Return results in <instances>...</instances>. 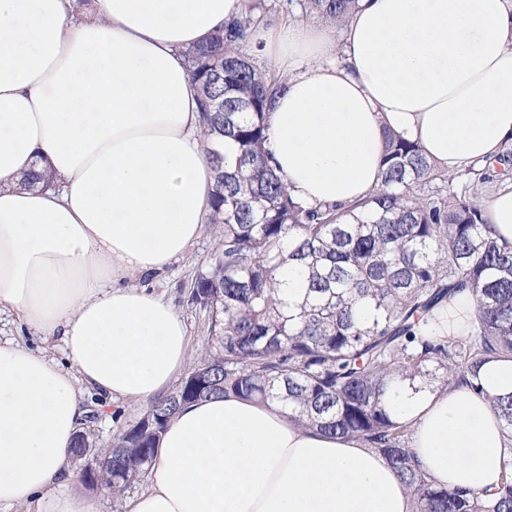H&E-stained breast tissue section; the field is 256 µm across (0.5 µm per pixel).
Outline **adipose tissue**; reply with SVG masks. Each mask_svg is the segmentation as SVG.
I'll use <instances>...</instances> for the list:
<instances>
[{
    "mask_svg": "<svg viewBox=\"0 0 512 512\" xmlns=\"http://www.w3.org/2000/svg\"><path fill=\"white\" fill-rule=\"evenodd\" d=\"M244 11L245 0H0V312L59 338L71 363L0 340V512H102L70 485L83 388L147 402L183 369V319L126 280L164 270L207 222L214 144L184 52ZM255 37L284 78L267 145L301 202L349 203L377 185L387 127L451 175L512 138V0H359L340 34L282 23ZM34 167L50 186H23ZM476 380L390 400L436 487L494 490L512 458L489 402L512 395V358ZM126 512L414 503L379 451L228 395L179 411Z\"/></svg>",
    "mask_w": 512,
    "mask_h": 512,
    "instance_id": "ef3b65f1",
    "label": "adipose tissue"
}]
</instances>
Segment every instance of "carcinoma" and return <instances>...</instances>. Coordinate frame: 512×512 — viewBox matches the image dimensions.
I'll use <instances>...</instances> for the list:
<instances>
[{
  "label": "carcinoma",
  "instance_id": "cac0c4a2",
  "mask_svg": "<svg viewBox=\"0 0 512 512\" xmlns=\"http://www.w3.org/2000/svg\"><path fill=\"white\" fill-rule=\"evenodd\" d=\"M306 2L335 22L355 7V0ZM263 7L248 0L244 19L185 52L203 94L205 134L218 145L211 223L224 230L213 266L192 289L221 338L192 372L215 378L198 389L187 376L152 400L113 439L112 468L97 481L123 493L148 474L157 439L181 406L234 394L377 449L413 492L417 512H512V459L492 495L437 489L410 451L412 424L389 409L401 386L448 387L491 357L512 358V241L485 220L476 186L447 191L448 173L388 128L379 186L347 206L295 200L264 147L280 80L243 54ZM468 170L479 183L492 173L507 179L512 148ZM300 265L308 275L295 282L300 300L290 304L278 297V277ZM465 291L475 299L467 333L436 329L439 306ZM493 406L512 435V396Z\"/></svg>",
  "mask_w": 512,
  "mask_h": 512
}]
</instances>
